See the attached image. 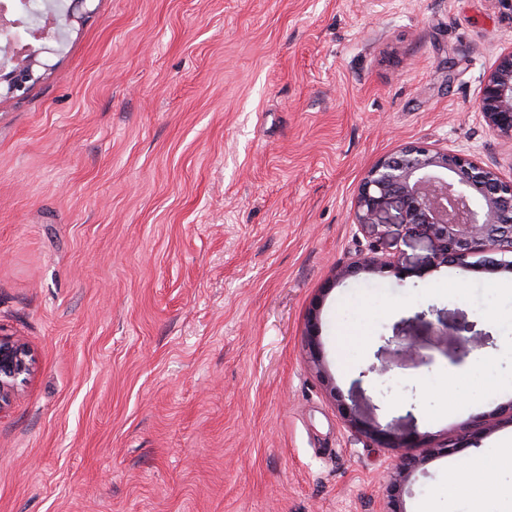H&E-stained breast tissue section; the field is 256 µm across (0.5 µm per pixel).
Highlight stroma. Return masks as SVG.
Segmentation results:
<instances>
[{"label":"stroma","instance_id":"obj_1","mask_svg":"<svg viewBox=\"0 0 512 512\" xmlns=\"http://www.w3.org/2000/svg\"><path fill=\"white\" fill-rule=\"evenodd\" d=\"M511 50L512 0H88L0 99V336L34 358L0 512H377L396 454L354 419L490 426L401 500L473 512L448 468L512 436V272L353 212L410 143L512 179L477 109ZM372 246L395 265L337 279Z\"/></svg>","mask_w":512,"mask_h":512}]
</instances>
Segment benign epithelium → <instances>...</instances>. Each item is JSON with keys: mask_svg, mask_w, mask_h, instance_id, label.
<instances>
[{"mask_svg": "<svg viewBox=\"0 0 512 512\" xmlns=\"http://www.w3.org/2000/svg\"><path fill=\"white\" fill-rule=\"evenodd\" d=\"M86 2L69 0L58 9L47 0L35 23L8 17L7 4L0 5V88L5 94H22L42 77L39 69H48V64L39 54L50 51V42L66 41ZM478 107L492 132L512 140V50L500 55L483 78ZM388 222L425 227L438 244L436 259L442 262L465 268L475 258L479 264L512 272V180L463 151L412 144L378 160L360 185L354 223L373 232ZM383 265L378 257L361 254L337 278ZM31 369L27 346L0 337V410ZM352 427L398 451L377 512H402L399 494L414 471L429 456L465 444V438L455 437L419 449L387 430L367 429L355 421Z\"/></svg>", "mask_w": 512, "mask_h": 512, "instance_id": "1", "label": "benign epithelium"}]
</instances>
